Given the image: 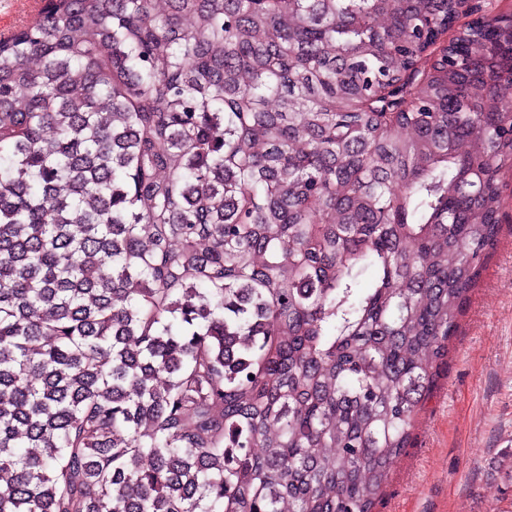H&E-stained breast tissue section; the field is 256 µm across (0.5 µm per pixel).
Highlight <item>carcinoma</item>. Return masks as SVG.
<instances>
[{
    "label": "carcinoma",
    "instance_id": "1",
    "mask_svg": "<svg viewBox=\"0 0 512 512\" xmlns=\"http://www.w3.org/2000/svg\"><path fill=\"white\" fill-rule=\"evenodd\" d=\"M48 0L0 39V512H374L502 232L512 14Z\"/></svg>",
    "mask_w": 512,
    "mask_h": 512
}]
</instances>
